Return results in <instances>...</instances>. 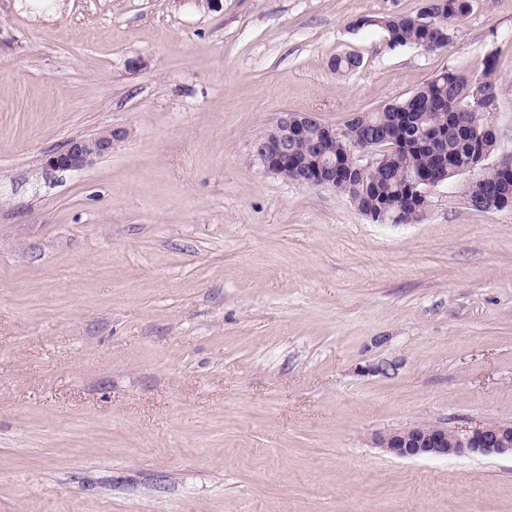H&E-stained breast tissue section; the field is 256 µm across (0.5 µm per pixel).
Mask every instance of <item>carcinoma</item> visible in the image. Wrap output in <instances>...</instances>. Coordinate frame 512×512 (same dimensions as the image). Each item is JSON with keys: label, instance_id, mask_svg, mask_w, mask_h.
I'll return each mask as SVG.
<instances>
[{"label": "carcinoma", "instance_id": "1", "mask_svg": "<svg viewBox=\"0 0 512 512\" xmlns=\"http://www.w3.org/2000/svg\"><path fill=\"white\" fill-rule=\"evenodd\" d=\"M435 9L455 25L468 15L470 3L469 0H424L416 16L360 17L353 26L380 27L391 48L415 46L433 52L451 41L443 36V31L423 24V16ZM495 65V59H487L483 77L478 80L444 71L409 96L352 117L345 125L347 139L324 144V157L336 159V167L343 170L355 166L359 160L347 152L350 141L362 147L371 145L382 149L378 153L380 165L361 181L351 179L338 185L337 191L365 194L366 209L376 214L381 211L397 214L401 224L419 222L426 206L413 200L416 193L412 177H434L443 152L448 154V177L453 178L455 169L499 151L494 139L481 137L474 131L477 113L495 108ZM331 66L338 72H350L361 66V59L354 54L338 55L332 59ZM479 176V183L469 181L463 187L464 199L477 210L484 209L481 196L512 192V167L506 163L486 166Z\"/></svg>", "mask_w": 512, "mask_h": 512}]
</instances>
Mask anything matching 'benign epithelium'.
Listing matches in <instances>:
<instances>
[{"label":"benign epithelium","mask_w":512,"mask_h":512,"mask_svg":"<svg viewBox=\"0 0 512 512\" xmlns=\"http://www.w3.org/2000/svg\"><path fill=\"white\" fill-rule=\"evenodd\" d=\"M279 135H265L253 142V153L270 173L284 175L287 180L305 187L336 190V161L320 162V148L328 140L346 137L345 130L320 125L311 113L280 112L276 118ZM317 127L314 140L317 156L304 161L288 159L292 141L304 137L310 127ZM121 132L105 130L90 138H75L66 147L46 155L45 165L51 170L78 171L95 159L112 152ZM376 445L400 458L452 457L469 454L512 455V425L487 424L471 429H449L434 425L413 424L381 434Z\"/></svg>","instance_id":"7a95c632"}]
</instances>
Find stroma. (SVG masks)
<instances>
[{
	"label": "stroma",
	"instance_id": "stroma-1",
	"mask_svg": "<svg viewBox=\"0 0 512 512\" xmlns=\"http://www.w3.org/2000/svg\"><path fill=\"white\" fill-rule=\"evenodd\" d=\"M66 2L0 0V512H512L511 456L374 443L512 425V209L462 174L379 224L251 149L490 56L511 148L512 0L434 52L353 26L423 0ZM121 135L120 131L110 129L90 138L72 139L64 149L46 155L45 165L51 170H81L96 158L111 153L114 142Z\"/></svg>",
	"mask_w": 512,
	"mask_h": 512
}]
</instances>
